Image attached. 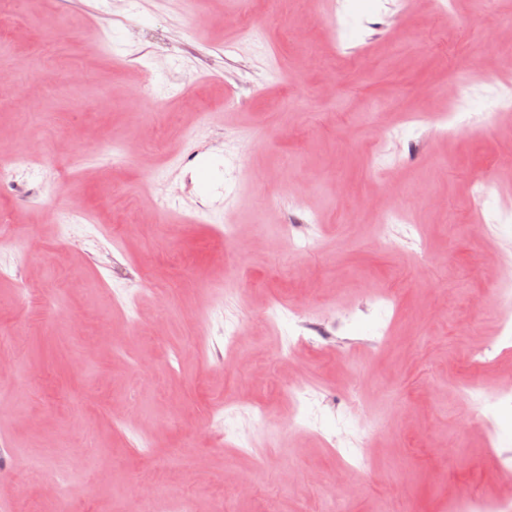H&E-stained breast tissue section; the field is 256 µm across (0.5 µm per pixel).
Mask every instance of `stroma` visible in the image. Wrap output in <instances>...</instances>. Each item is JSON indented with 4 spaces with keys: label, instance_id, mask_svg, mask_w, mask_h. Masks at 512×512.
I'll return each instance as SVG.
<instances>
[{
    "label": "stroma",
    "instance_id": "1",
    "mask_svg": "<svg viewBox=\"0 0 512 512\" xmlns=\"http://www.w3.org/2000/svg\"><path fill=\"white\" fill-rule=\"evenodd\" d=\"M203 9L199 21L187 0H13L0 69L31 66L0 83V144L65 140L75 157L0 184V512H48L58 484L73 512L512 504L496 442L512 435V404L497 403L512 349L470 369L512 323L499 298L512 112L497 108L512 0ZM241 15L266 27L265 47ZM465 74L452 138L407 122L447 108ZM112 141L122 160L103 150ZM57 189L68 228L45 204ZM387 212L402 223L381 226ZM228 224L249 236L225 241ZM285 224L305 250H289ZM297 303L335 317V345L292 348ZM236 326L246 334L226 349ZM353 404L363 423L345 421Z\"/></svg>",
    "mask_w": 512,
    "mask_h": 512
}]
</instances>
